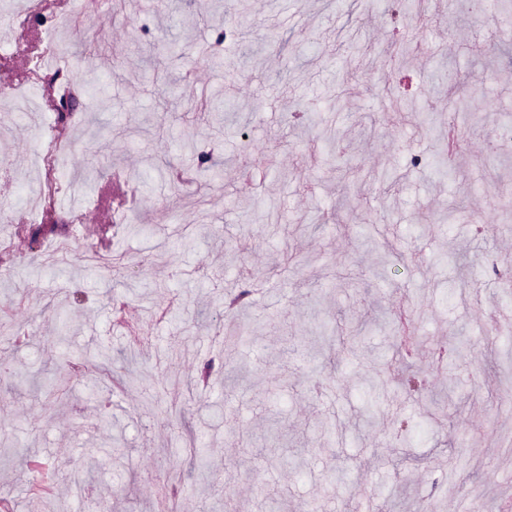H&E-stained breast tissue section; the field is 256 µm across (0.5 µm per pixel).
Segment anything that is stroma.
I'll list each match as a JSON object with an SVG mask.
<instances>
[{"label": "stroma", "instance_id": "35a3bbf8", "mask_svg": "<svg viewBox=\"0 0 512 512\" xmlns=\"http://www.w3.org/2000/svg\"><path fill=\"white\" fill-rule=\"evenodd\" d=\"M0 0V499L11 512L512 503V51L461 0ZM231 30L225 44L221 31ZM410 53L381 80L382 57ZM475 106H441L449 89ZM109 108H86L88 94ZM311 112L296 126L291 114ZM456 125L467 151L439 166ZM340 147L328 153L326 141ZM73 151H66V143ZM214 166L198 171L197 157ZM64 170L54 215L34 159ZM56 218L37 240L17 225ZM117 255L107 268L93 253ZM252 286L249 309L224 304ZM404 320L425 394L407 393Z\"/></svg>", "mask_w": 512, "mask_h": 512}]
</instances>
